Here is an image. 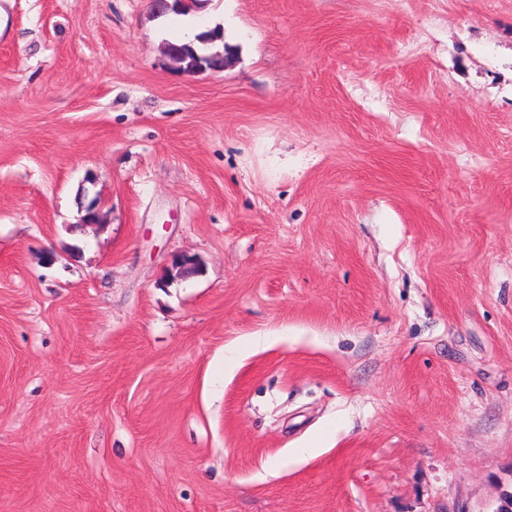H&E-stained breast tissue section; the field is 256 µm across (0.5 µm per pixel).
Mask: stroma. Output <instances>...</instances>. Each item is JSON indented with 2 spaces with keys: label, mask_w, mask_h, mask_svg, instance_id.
<instances>
[{
  "label": "stroma",
  "mask_w": 512,
  "mask_h": 512,
  "mask_svg": "<svg viewBox=\"0 0 512 512\" xmlns=\"http://www.w3.org/2000/svg\"><path fill=\"white\" fill-rule=\"evenodd\" d=\"M511 497L512 0H0V512ZM168 55L172 59L171 61L176 65V68L177 69H179V67L182 68L179 70L184 73H194L196 71L204 70V69H210L212 71H223L229 61V59L227 57V53L225 51V47H224V56H221L219 54H205L202 52V49H201V54H198L199 57L211 60L212 62H211L210 66H206L201 63L202 67H198V68H192V67L186 68L185 66H183L180 62L182 59V54H181L180 50H171L168 52ZM218 60H221V62L218 64H215L213 62V61H218Z\"/></svg>",
  "instance_id": "35a3bbf8"
}]
</instances>
